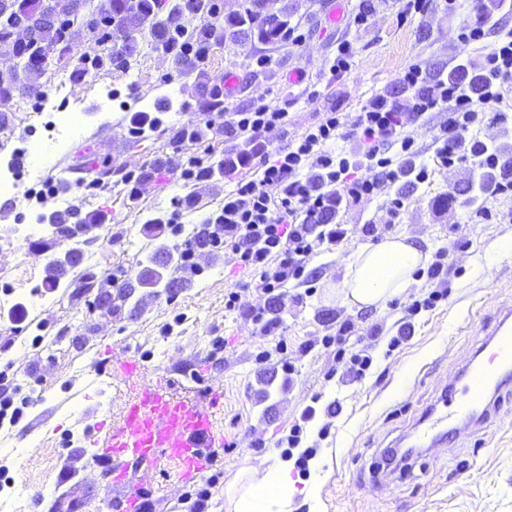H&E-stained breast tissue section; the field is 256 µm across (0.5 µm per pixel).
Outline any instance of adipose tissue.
<instances>
[{"instance_id": "ef3b65f1", "label": "adipose tissue", "mask_w": 512, "mask_h": 512, "mask_svg": "<svg viewBox=\"0 0 512 512\" xmlns=\"http://www.w3.org/2000/svg\"><path fill=\"white\" fill-rule=\"evenodd\" d=\"M429 259L427 252L406 237L361 249L347 264L344 286L350 305L381 309L387 301L418 284L415 271ZM289 461L272 458L248 467L243 478L226 492L227 512H290L295 493Z\"/></svg>"}]
</instances>
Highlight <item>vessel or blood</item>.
Listing matches in <instances>:
<instances>
[{
  "mask_svg": "<svg viewBox=\"0 0 512 512\" xmlns=\"http://www.w3.org/2000/svg\"><path fill=\"white\" fill-rule=\"evenodd\" d=\"M485 347L488 356L464 372L460 386L445 387L437 414L427 417L424 432L433 443L452 438L456 424L470 422L475 408L489 405L512 376V310L505 311ZM223 445L210 407L174 399L162 381L143 380L123 422L109 429L91 460L111 512H142L145 492L136 472L163 456L187 483L207 469L213 450Z\"/></svg>",
  "mask_w": 512,
  "mask_h": 512,
  "instance_id": "1",
  "label": "vessel or blood"
}]
</instances>
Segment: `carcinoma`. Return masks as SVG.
<instances>
[{"label":"carcinoma","mask_w":512,"mask_h":512,"mask_svg":"<svg viewBox=\"0 0 512 512\" xmlns=\"http://www.w3.org/2000/svg\"><path fill=\"white\" fill-rule=\"evenodd\" d=\"M255 10L243 15L225 18V26L211 35H199L193 41L197 54L211 57L224 41L243 35L257 34L258 39L273 43L288 26V9L281 15L263 13L265 0H252ZM206 8L204 0H107L96 5L91 0H0V55L17 59L18 69L0 78V99H11L15 93L29 97L47 94L42 78L50 64H55L77 81L87 68L82 56L74 52L79 36L84 35L98 44L95 63L112 69L127 64L139 52L138 36L146 22H151L154 49L171 60L173 70L181 73L194 69L196 57H186L171 51L173 41L185 29L183 19L197 15ZM104 12L113 22L107 30L96 18ZM54 51L49 58L48 51ZM202 108L207 112L224 111V93L219 88L205 87L200 96ZM97 218L82 217L75 224L68 223V215L53 212L48 216L53 237L67 241L71 247L62 259L53 260L46 267L45 287H59L64 268L79 261L84 236L95 226ZM178 246L159 243L148 257V264L133 278L124 279L116 296L107 293L112 287V274H98L88 270L71 282V286L84 292L98 289V306L122 309L140 289L158 293V287L169 283L168 296L187 287L189 282L178 276ZM118 299L120 304L112 303Z\"/></svg>","instance_id":"1"}]
</instances>
